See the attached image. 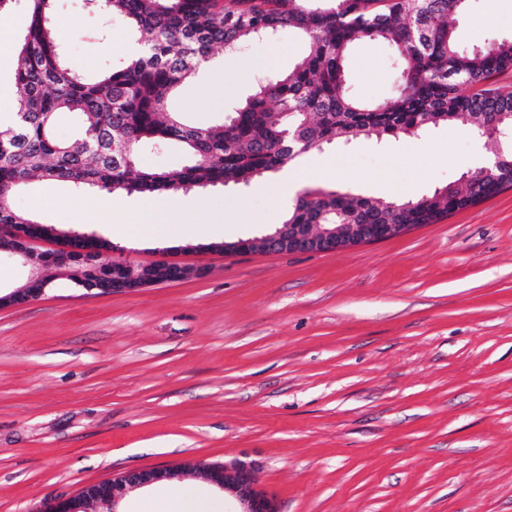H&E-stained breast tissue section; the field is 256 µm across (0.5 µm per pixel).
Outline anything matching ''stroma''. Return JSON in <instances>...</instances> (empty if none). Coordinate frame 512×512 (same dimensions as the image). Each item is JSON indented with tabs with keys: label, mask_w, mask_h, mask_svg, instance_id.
<instances>
[{
	"label": "stroma",
	"mask_w": 512,
	"mask_h": 512,
	"mask_svg": "<svg viewBox=\"0 0 512 512\" xmlns=\"http://www.w3.org/2000/svg\"><path fill=\"white\" fill-rule=\"evenodd\" d=\"M71 68L125 62L132 34L86 0H56ZM461 48L512 39V0H470ZM293 32L219 51L169 103L221 121L256 73L288 71ZM353 88L391 92V48L361 41ZM487 156L460 125L306 153L302 188L413 197ZM279 180L159 195L165 244L123 242L139 198L33 180L14 210L110 240L134 265L206 267L199 278L90 294L56 277L0 309V512L132 469L173 468L203 512L223 496L199 462H251L279 512H512V188L381 242L323 253L209 251L267 233Z\"/></svg>",
	"instance_id": "stroma-1"
}]
</instances>
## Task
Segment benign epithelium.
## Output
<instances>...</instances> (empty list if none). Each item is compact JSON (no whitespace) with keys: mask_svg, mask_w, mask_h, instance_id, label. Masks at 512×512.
Returning a JSON list of instances; mask_svg holds the SVG:
<instances>
[{"mask_svg":"<svg viewBox=\"0 0 512 512\" xmlns=\"http://www.w3.org/2000/svg\"><path fill=\"white\" fill-rule=\"evenodd\" d=\"M7 228L8 232H14L20 238L17 253L22 263L29 267L27 281L31 284L40 279L39 267L46 255V252L35 247V242L40 237L30 235L27 224H9ZM412 228V224H311L301 230L287 224L274 233L252 238L246 244L226 241L213 245V249L226 256L258 251L272 254L332 252L363 243L382 241ZM205 273L206 269L203 267L177 263L143 266L126 263L122 270L112 269V288H106L104 292H132L158 284L200 277ZM28 301L30 297L26 295L24 288L0 294V308ZM196 469L205 481L231 495L240 506L239 512H278L273 499L257 488L253 467L247 463L239 460L224 464L200 463L196 465ZM173 476L174 471L168 468L128 470L111 480L94 485L90 491L84 489L74 496L47 500L36 512H85L84 504L88 498L110 508V512H117L120 492L169 480Z\"/></svg>","mask_w":512,"mask_h":512,"instance_id":"1","label":"benign epithelium"}]
</instances>
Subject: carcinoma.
<instances>
[{
  "label": "carcinoma",
  "mask_w": 512,
  "mask_h": 512,
  "mask_svg": "<svg viewBox=\"0 0 512 512\" xmlns=\"http://www.w3.org/2000/svg\"><path fill=\"white\" fill-rule=\"evenodd\" d=\"M54 2L0 0V12L17 4L29 15L13 44L15 112L0 124V224L36 223L10 206L34 178L145 196L247 186L325 144L414 136L457 122L484 140L491 165L415 198L307 189L283 223L435 224L512 184V92L487 87L512 70V40L462 49L454 28L466 0H88L127 21L144 45L122 67L94 76L70 68L55 36ZM283 29L305 38L307 54L284 76L256 79L255 92L224 121L200 128L166 111L169 96L214 51ZM363 40L389 45L398 61L395 86L377 103L355 96L348 81L347 55ZM62 112L78 118L70 141L55 134ZM163 143L182 146L186 164L142 167V148ZM50 270L112 287L92 269L57 259L41 267L45 287Z\"/></svg>",
  "instance_id": "carcinoma-1"
}]
</instances>
